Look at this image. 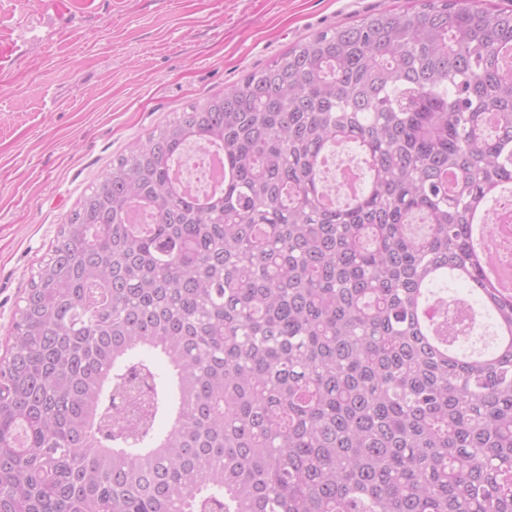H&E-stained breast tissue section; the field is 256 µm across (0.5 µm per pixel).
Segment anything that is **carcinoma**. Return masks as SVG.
I'll return each mask as SVG.
<instances>
[{
    "mask_svg": "<svg viewBox=\"0 0 512 512\" xmlns=\"http://www.w3.org/2000/svg\"><path fill=\"white\" fill-rule=\"evenodd\" d=\"M217 146L224 190L170 178ZM369 188L343 204L328 149ZM512 11L421 0L301 40L112 162L0 358V512H512ZM160 355L172 368L163 380ZM172 415L160 433L157 419ZM337 155L347 163H356L359 160L356 146L353 143H343L335 147ZM347 163L332 165L330 169L331 176H337L340 191L343 194H350L348 187V179L353 175H358L351 170L353 165ZM479 224H475V233L477 235L476 251L482 262L485 275L496 288L503 293H509L512 290V267L511 264H504L498 260L496 254V242L500 239H506L512 236V210L511 224H503L498 215L487 224H495L493 229L488 228L487 224L479 218Z\"/></svg>",
    "mask_w": 512,
    "mask_h": 512,
    "instance_id": "carcinoma-1",
    "label": "carcinoma"
}]
</instances>
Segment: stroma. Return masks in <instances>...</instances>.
Returning <instances> with one entry per match:
<instances>
[{"mask_svg":"<svg viewBox=\"0 0 512 512\" xmlns=\"http://www.w3.org/2000/svg\"><path fill=\"white\" fill-rule=\"evenodd\" d=\"M414 0H0V356L62 224L137 140L297 41Z\"/></svg>","mask_w":512,"mask_h":512,"instance_id":"obj_1","label":"stroma"}]
</instances>
